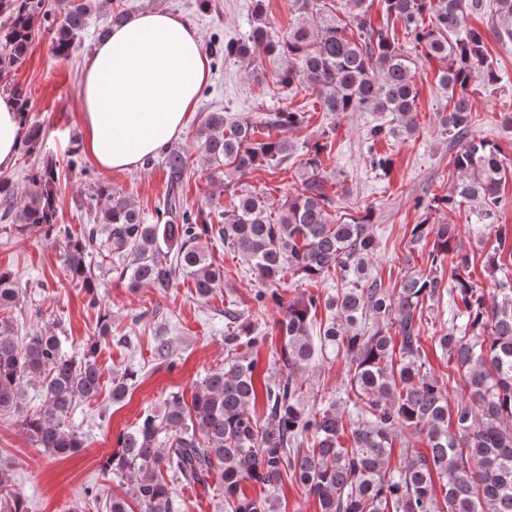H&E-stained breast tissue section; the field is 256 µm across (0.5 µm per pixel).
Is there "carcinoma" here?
<instances>
[{"label":"carcinoma","mask_w":512,"mask_h":512,"mask_svg":"<svg viewBox=\"0 0 512 512\" xmlns=\"http://www.w3.org/2000/svg\"><path fill=\"white\" fill-rule=\"evenodd\" d=\"M0 0V81L27 56L40 32L49 34L57 59L69 57L87 25L91 0ZM355 34L336 14V0H292L294 17L283 37L274 34L265 0H255L248 35L233 44L212 42L209 53L250 61L257 52L282 61L278 82L302 85L315 94L322 111L381 112L389 124L374 126L370 142L397 134L411 135L419 89L416 61L384 26L376 27L363 10L366 0H348ZM500 41L512 42V0H492ZM483 0H383L384 12L404 24L407 36L438 62L440 85L448 90L451 110L442 114V132L456 148L452 155L459 182L450 194L433 199L452 210L473 207L495 235L494 271L512 266V225L499 215L512 201L500 191L512 172V157L496 142L472 129L468 95L477 77L494 85L498 73L485 53V33L468 15ZM305 112L281 110L258 122L229 121L210 112L195 139L213 176L242 178L261 168L288 162V140L279 133L302 126ZM40 126L25 129L23 153H32ZM315 141L298 165L301 190L274 208L262 190L242 188L231 208L195 209L183 187L193 164L187 152L162 147L167 192L153 221L112 185L86 167L91 180L88 212L92 223L79 231L58 223L57 162L48 159L21 185L0 177V220L20 235L34 232L65 243V266L99 304L98 279L86 258L95 254L133 291L146 286L167 289L180 275L193 280L195 294L209 298L224 283V270L210 256L203 239H217L251 265L261 288L256 309L282 307L276 327L282 337L274 364L278 378L258 383L256 362L240 355V345H258L263 337L240 314L224 309L232 331L224 337L228 362L205 376L191 400L176 393L160 408L147 410L120 432L116 449L102 467L127 483L128 495L141 512H177L172 485L204 490L216 482L224 512H277L276 491L282 478L316 498L319 512H512V282L494 279L488 291L470 275L455 224L414 225L411 243L432 239L429 269L415 270L390 290L367 274L377 248L370 231L372 212L342 224L330 220L333 199L325 192L322 154ZM450 265V283L442 270ZM288 273L308 280L334 274L336 295H310L283 304L273 284ZM448 294V332L433 336L435 348L466 375L469 397L448 405V386L425 368L421 344L424 303ZM21 288L0 270V416L13 414L32 443L56 458L84 448L81 432L69 423L81 402L100 388L95 359L100 341L112 335L103 316L97 336L82 356L65 350V337L53 329L19 337L8 312L20 303ZM331 316L311 333L318 306ZM331 350L349 361V405L331 395L309 402L297 376L319 354ZM135 372L112 380V401H122ZM42 397L36 412L25 411V395ZM264 403V414L255 407ZM352 417L346 426L342 410ZM351 432V446L342 443ZM420 434L426 452L389 466L396 442ZM252 481L266 496H246L241 484ZM9 469L0 465V512H28L26 499L8 489Z\"/></svg>","instance_id":"obj_1"}]
</instances>
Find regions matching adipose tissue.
<instances>
[{"label": "adipose tissue", "instance_id": "ef3b65f1", "mask_svg": "<svg viewBox=\"0 0 512 512\" xmlns=\"http://www.w3.org/2000/svg\"><path fill=\"white\" fill-rule=\"evenodd\" d=\"M209 78L198 31L179 16L144 12L112 27L85 57L77 91L84 152L102 169L130 170L176 137ZM24 133L0 93V168Z\"/></svg>", "mask_w": 512, "mask_h": 512}]
</instances>
